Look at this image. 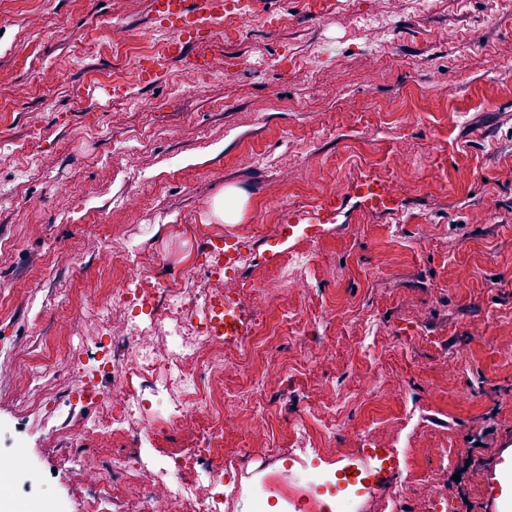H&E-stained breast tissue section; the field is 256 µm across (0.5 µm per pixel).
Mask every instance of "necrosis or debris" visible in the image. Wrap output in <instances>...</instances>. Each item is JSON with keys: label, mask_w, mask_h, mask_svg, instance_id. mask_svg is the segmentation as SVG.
I'll use <instances>...</instances> for the list:
<instances>
[{"label": "necrosis or debris", "mask_w": 512, "mask_h": 512, "mask_svg": "<svg viewBox=\"0 0 512 512\" xmlns=\"http://www.w3.org/2000/svg\"><path fill=\"white\" fill-rule=\"evenodd\" d=\"M105 264L126 263V275L112 284V305L123 311L121 319L108 322L113 343L124 348L121 370L112 374V391L105 399L106 417L102 429L120 433L136 428L146 433L157 424L184 426L208 413L212 399L198 383L196 365L204 350L223 343L209 329L214 301L220 297L240 299L245 295L242 283L223 274L219 261H212L210 272L192 288L171 291L165 312L152 311L158 283L150 280L129 261L127 252L108 251ZM149 308L146 320L126 318L130 307ZM167 337L170 346L165 358H157L153 342ZM222 429L208 428L201 435V445L185 449L174 470L139 461L137 472L148 486L152 512H223L224 470L200 468L203 455L212 453V442ZM302 444L299 453L289 455L288 467L274 475H265L266 457L253 450L243 455L245 464L256 466L262 475L239 487V512H363L358 489L370 461H363L362 471L353 475L347 486H339L323 466L322 452L306 425L296 433ZM0 468L26 470V478L16 484L13 495L25 500L41 495L51 484L52 474L27 471L23 449L0 454Z\"/></svg>", "instance_id": "4bbe7bcc"}]
</instances>
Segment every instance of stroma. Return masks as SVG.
<instances>
[{
    "label": "stroma",
    "instance_id": "35a3bbf8",
    "mask_svg": "<svg viewBox=\"0 0 512 512\" xmlns=\"http://www.w3.org/2000/svg\"><path fill=\"white\" fill-rule=\"evenodd\" d=\"M31 12L40 27L28 26ZM205 34L227 74L187 84L189 60L177 57L146 83L140 65L177 35L152 0H125L118 13L101 0H0V442L25 422L28 469L55 473L25 509L9 506L0 472V512H118L135 480L133 432L73 439L98 419L112 380L102 326L124 268L103 264L99 248L133 249L149 277L186 288L192 267L211 262L202 242L213 233L244 254L228 273L257 295L240 304L249 333L206 352L197 375L216 395L237 394L242 413L261 402L269 426L247 441L225 430L208 465H235L250 483L254 471L238 464L249 447L279 469L302 419L327 461L385 457L412 496L436 499L433 512H500L512 483L490 490L488 469L460 489L448 479L475 435L489 465L512 452V0H433L427 11L409 0H249ZM44 68L57 74L47 94ZM106 74L123 87L88 101L90 78ZM285 156L273 206L266 187ZM228 186L246 198L241 221L209 222ZM129 193L137 212L122 205ZM476 212L484 223H471ZM270 224L283 232L259 237ZM301 252L312 261L294 262ZM291 278L308 280L306 299L279 296ZM67 314L81 321L74 341L57 328ZM462 343L470 358L441 386L437 367ZM228 358L241 376L225 377ZM310 358L322 370L307 371ZM78 360L84 396L68 376ZM19 364L39 381L15 380ZM271 365L284 385L264 384ZM372 368L382 371L376 401L359 394ZM455 388L471 390V403L458 404ZM218 418L159 426L144 459L195 447ZM333 422L372 434L324 435ZM84 456L104 465L109 488L82 482L74 463Z\"/></svg>",
    "mask_w": 512,
    "mask_h": 512
}]
</instances>
